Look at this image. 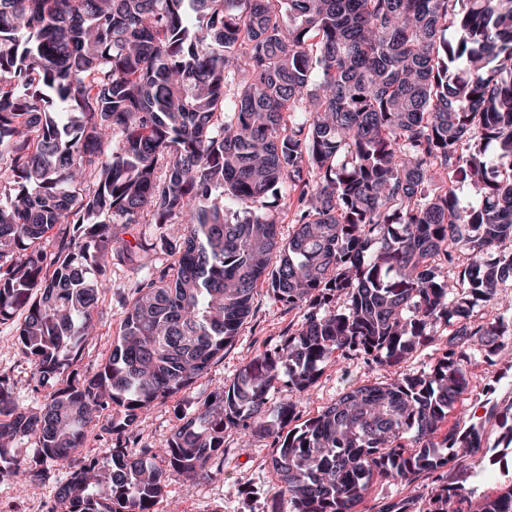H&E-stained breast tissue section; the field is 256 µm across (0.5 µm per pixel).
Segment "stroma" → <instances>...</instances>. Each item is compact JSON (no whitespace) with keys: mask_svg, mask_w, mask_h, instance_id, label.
<instances>
[{"mask_svg":"<svg viewBox=\"0 0 512 512\" xmlns=\"http://www.w3.org/2000/svg\"><path fill=\"white\" fill-rule=\"evenodd\" d=\"M136 279L130 266L112 269V295L104 299L95 316L97 335L85 346L79 367L92 370L105 357L125 316L123 298ZM298 312L287 311L273 303L265 289H258L253 298L252 313L222 358L208 372L187 388L154 403L141 413L134 433L140 446L155 448L179 428L185 418L193 416L207 394L230 383L239 369L258 353L278 344L290 324L299 321ZM436 355L435 347L421 349L411 359L396 365H379L354 358L345 363L323 365L313 388L299 398L297 413L308 418L336 401L350 383L387 382L397 375L417 373L427 368ZM495 367L475 362L468 373L469 387L465 400L455 417L460 423L476 424L483 429L485 458L471 461L468 468L453 472L451 479L464 486L473 499L497 494L512 485V453L503 454L507 442L502 437L491 407L512 403V370L496 377ZM31 365L21 354L16 341V323H0V377L9 381L17 402L36 407L44 402V394L35 393L30 381ZM272 450L268 441L260 439L241 444L236 429L224 432V470L210 480L196 484L171 477L154 512H288L287 502L273 503L275 478L270 468ZM63 469H51L39 482L21 486L10 477H0V512H36L37 508L55 502L57 485L66 477ZM433 478L424 475L412 484L375 481L366 496L362 512H378L390 501L424 498Z\"/></svg>","mask_w":512,"mask_h":512,"instance_id":"obj_1","label":"stroma"}]
</instances>
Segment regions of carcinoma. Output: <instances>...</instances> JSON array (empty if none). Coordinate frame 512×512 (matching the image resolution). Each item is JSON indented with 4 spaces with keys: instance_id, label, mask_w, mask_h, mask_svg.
Listing matches in <instances>:
<instances>
[{
    "instance_id": "cac0c4a2",
    "label": "carcinoma",
    "mask_w": 512,
    "mask_h": 512,
    "mask_svg": "<svg viewBox=\"0 0 512 512\" xmlns=\"http://www.w3.org/2000/svg\"><path fill=\"white\" fill-rule=\"evenodd\" d=\"M263 199L273 211L253 213ZM142 222L181 234L126 239ZM510 244L512 0H0V322L25 312L33 390L53 388L30 409L0 378V474L69 463L112 412L107 454L58 487L65 512H152L169 477L222 471L229 427L270 440L291 512H359L374 480L422 473L424 506L380 512H512V485L474 501L443 479L484 452L479 427L449 423L469 366L512 368V320L474 315L512 306ZM114 262L139 279L82 371ZM264 284L297 328L149 462L129 427L207 371ZM438 325L428 369L351 384L286 429L321 366L397 363ZM24 436L28 463L7 457Z\"/></svg>"
}]
</instances>
